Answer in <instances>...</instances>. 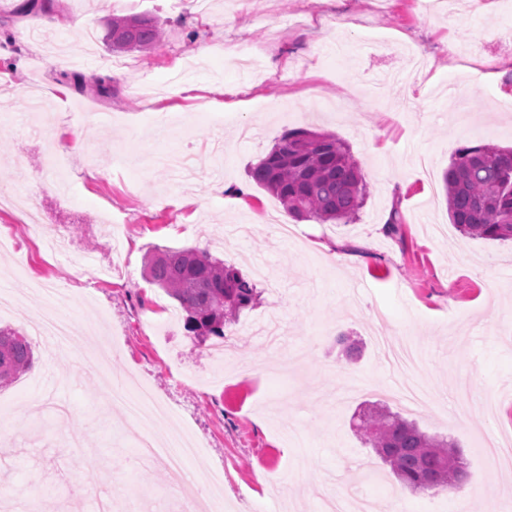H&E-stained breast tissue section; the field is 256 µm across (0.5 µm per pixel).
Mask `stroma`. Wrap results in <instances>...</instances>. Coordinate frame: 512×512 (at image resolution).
Returning a JSON list of instances; mask_svg holds the SVG:
<instances>
[{
	"label": "stroma",
	"instance_id": "35a3bbf8",
	"mask_svg": "<svg viewBox=\"0 0 512 512\" xmlns=\"http://www.w3.org/2000/svg\"><path fill=\"white\" fill-rule=\"evenodd\" d=\"M485 2L429 13L421 0H237L203 12L195 0H55L83 21L56 29L21 0H0V186L35 194L50 221L102 215L122 229L109 244L72 226L62 258L0 211L20 246L0 253V297L26 301L1 311L0 326L31 331L33 310L61 292L76 328L68 355L37 348L32 369L0 389V429L11 431L0 512L48 500L94 512L110 474L144 491L112 512H189L165 463L136 461L134 425L102 401V376L83 360L102 340L112 346L104 376L134 377L182 415L203 449L190 471L223 470L232 512H320V493L357 491L370 512H393L396 480L357 434L393 379L381 335L420 349L418 380L433 396L419 411L385 403L454 441L468 473L460 494L401 489L408 512H512V468L483 458L487 441L512 434V242L462 236L442 189L459 148L512 146V0ZM132 14L163 27L154 53H113L107 23ZM112 56L123 66L102 98L99 60ZM32 82L60 127L84 133L61 143L73 162L65 193L37 171L42 138L17 128ZM220 85L237 111L212 106ZM295 129L336 134L368 195L349 223L298 220L287 242L265 225L282 205L249 171ZM228 185L242 191L232 211ZM158 246L208 251L257 288L217 384L179 380L211 367V341L170 319L178 302L146 279ZM108 260L111 279L87 288L89 268ZM342 332L361 341L359 358L342 353Z\"/></svg>",
	"mask_w": 512,
	"mask_h": 512
}]
</instances>
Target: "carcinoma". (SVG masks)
<instances>
[{"mask_svg": "<svg viewBox=\"0 0 512 512\" xmlns=\"http://www.w3.org/2000/svg\"><path fill=\"white\" fill-rule=\"evenodd\" d=\"M112 17V48L151 52L163 34L155 20L133 23ZM251 179L276 197L291 216L321 223L348 221L363 205L367 182L359 164L334 134L294 130L255 164ZM448 218L464 235L512 240V149L493 144L464 146L443 175ZM149 266L152 283L177 300L187 313V329L197 337L224 336L256 299L255 285L236 268L197 248H155ZM34 362L29 340L0 328V387L14 383ZM364 443L412 491H458L466 480L460 450L426 435L386 406L373 407L357 426Z\"/></svg>", "mask_w": 512, "mask_h": 512, "instance_id": "1", "label": "carcinoma"}]
</instances>
